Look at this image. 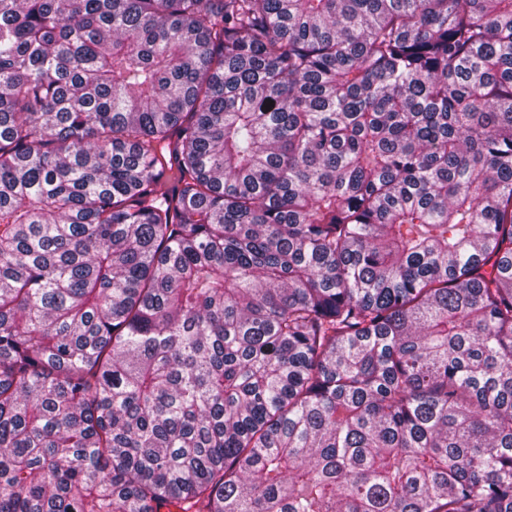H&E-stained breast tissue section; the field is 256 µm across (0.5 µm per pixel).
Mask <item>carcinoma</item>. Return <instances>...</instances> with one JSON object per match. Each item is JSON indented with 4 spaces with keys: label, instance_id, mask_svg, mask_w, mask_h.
<instances>
[{
    "label": "carcinoma",
    "instance_id": "carcinoma-1",
    "mask_svg": "<svg viewBox=\"0 0 512 512\" xmlns=\"http://www.w3.org/2000/svg\"><path fill=\"white\" fill-rule=\"evenodd\" d=\"M0 512H512V0H0Z\"/></svg>",
    "mask_w": 512,
    "mask_h": 512
}]
</instances>
